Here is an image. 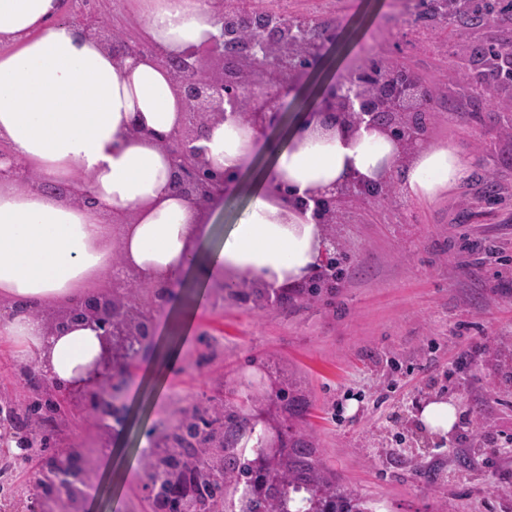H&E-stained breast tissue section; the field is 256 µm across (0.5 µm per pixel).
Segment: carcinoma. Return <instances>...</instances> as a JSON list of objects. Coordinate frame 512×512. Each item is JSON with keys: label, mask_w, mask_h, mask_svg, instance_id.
Wrapping results in <instances>:
<instances>
[{"label": "carcinoma", "mask_w": 512, "mask_h": 512, "mask_svg": "<svg viewBox=\"0 0 512 512\" xmlns=\"http://www.w3.org/2000/svg\"><path fill=\"white\" fill-rule=\"evenodd\" d=\"M271 13L270 9L259 8L247 17L237 14L233 19L237 29L243 31L268 20ZM173 440L178 450L162 457L147 472L149 482L157 489L155 504L160 512H224L221 489L228 484L246 489L238 497L239 512H373L370 501L315 468L307 448L282 449L252 479L248 477L250 468L235 461L219 472L197 466L190 489L177 495L170 475L185 466L183 450L208 443L211 433L199 423L189 422L178 428ZM300 492L305 496L295 498Z\"/></svg>", "instance_id": "cac0c4a2"}]
</instances>
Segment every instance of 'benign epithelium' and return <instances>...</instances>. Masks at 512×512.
Returning <instances> with one entry per match:
<instances>
[{
	"label": "benign epithelium",
	"mask_w": 512,
	"mask_h": 512,
	"mask_svg": "<svg viewBox=\"0 0 512 512\" xmlns=\"http://www.w3.org/2000/svg\"><path fill=\"white\" fill-rule=\"evenodd\" d=\"M60 20L83 30L112 52L118 64L128 58L151 56L169 70L172 89L184 104L181 122L157 138L159 146L171 155V184L174 191L197 206L210 209L224 200L234 175L208 174L205 150L198 145L209 124L232 116L252 132L254 145L262 143L266 132L285 115L283 106L299 88L301 71L315 66L322 43L314 26L302 25L288 35V22L272 18L253 35L231 34L224 0H214L213 25L206 51L210 55L230 56L234 64L218 75L202 72L203 56L194 51L173 53L154 41L129 39L99 18V0H62ZM401 70L386 64L373 80L352 72L323 92L309 115L327 118L322 127L350 134L365 122L393 139L400 158L415 153L422 145L427 120L432 110L433 92L414 75L399 77ZM372 182L352 176L331 191L309 196L320 223H329L336 200L363 195ZM70 319L99 322L102 330L113 328L126 335L119 314L109 304L78 307Z\"/></svg>",
	"instance_id": "benign-epithelium-1"
}]
</instances>
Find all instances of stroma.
<instances>
[{"label": "stroma", "instance_id": "stroma-1", "mask_svg": "<svg viewBox=\"0 0 512 512\" xmlns=\"http://www.w3.org/2000/svg\"><path fill=\"white\" fill-rule=\"evenodd\" d=\"M153 0H102L103 23L140 36ZM314 22L327 40L316 88L379 59L435 86L430 146L453 144L473 169L428 201L401 193L342 203L325 225L326 257L277 302L233 278L202 288L191 337L173 343V305L139 288L148 335L129 375L66 389L0 339V512H157L146 478L169 434L206 412L225 457L311 449L316 465L377 512H512V107L474 103L477 49L512 40V23L402 17L395 0H265ZM454 401L449 436H430L418 408ZM45 428L31 448L21 422ZM149 453H142L141 444ZM120 449L111 471L99 461ZM67 471L56 476L55 466Z\"/></svg>", "mask_w": 512, "mask_h": 512}]
</instances>
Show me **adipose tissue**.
Segmentation results:
<instances>
[{
	"label": "adipose tissue",
	"mask_w": 512,
	"mask_h": 512,
	"mask_svg": "<svg viewBox=\"0 0 512 512\" xmlns=\"http://www.w3.org/2000/svg\"><path fill=\"white\" fill-rule=\"evenodd\" d=\"M62 9L61 0H0V144L8 153L0 160V301L13 306L0 316V338L70 386L98 368L102 331L87 321L49 329L43 309L73 303L113 274L174 294L194 274L282 288L312 274L325 243L312 210L272 205L259 182L238 222L204 223L170 189V159L154 139L183 110L169 71L147 57L117 64L81 29L57 22ZM141 24L170 51H200L215 31L213 0H156ZM134 123L147 135H132ZM202 145L216 170L251 165L247 131L235 119L211 125ZM396 155L394 143L367 126L347 136L301 120L268 174L303 198L354 174L376 180L395 163L402 193L429 201L469 176L449 144L400 164ZM25 173L39 186H20ZM57 183L91 193L96 209L50 192ZM116 224L123 227L117 243Z\"/></svg>",
	"instance_id": "1"
}]
</instances>
